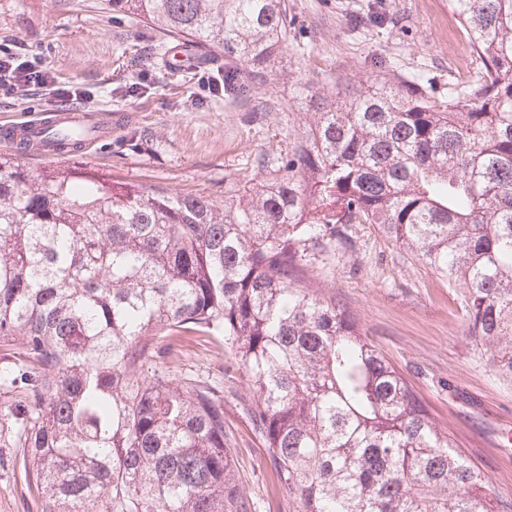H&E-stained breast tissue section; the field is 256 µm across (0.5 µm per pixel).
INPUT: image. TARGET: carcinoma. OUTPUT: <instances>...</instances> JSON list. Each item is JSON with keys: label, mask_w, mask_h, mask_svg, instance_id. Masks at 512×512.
I'll use <instances>...</instances> for the list:
<instances>
[{"label": "carcinoma", "mask_w": 512, "mask_h": 512, "mask_svg": "<svg viewBox=\"0 0 512 512\" xmlns=\"http://www.w3.org/2000/svg\"><path fill=\"white\" fill-rule=\"evenodd\" d=\"M224 55L247 97L288 38L285 0H108ZM480 80L306 96V127L230 202L68 159L0 154V368L43 512H256L224 429V380L263 439L289 512H512L356 318L304 284L374 224L465 289L467 331L512 380V0H454ZM228 350L174 376L171 337Z\"/></svg>", "instance_id": "1"}]
</instances>
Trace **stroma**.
Listing matches in <instances>:
<instances>
[{"label":"stroma","instance_id":"1","mask_svg":"<svg viewBox=\"0 0 512 512\" xmlns=\"http://www.w3.org/2000/svg\"><path fill=\"white\" fill-rule=\"evenodd\" d=\"M293 24L283 59L248 99L201 87L224 58L173 72L164 63L174 39L107 0H0V47L24 45L57 85L83 91L78 107L111 114L112 132L86 165L146 186L209 195L224 202L271 168L302 130L308 91L346 83L421 76L437 97L475 82L481 63L453 0H288ZM62 100L45 88L0 95V118L51 113ZM150 150L134 152L130 130ZM332 289L376 347L407 377L454 449L512 502V380L495 373L466 334L464 290L416 252L360 225L352 249L322 254L309 271ZM175 374L217 376L224 361L206 338L178 334ZM243 381L224 392V422L239 474L258 512H288V497L261 438L241 412ZM0 512H41L22 467H0Z\"/></svg>","mask_w":512,"mask_h":512}]
</instances>
